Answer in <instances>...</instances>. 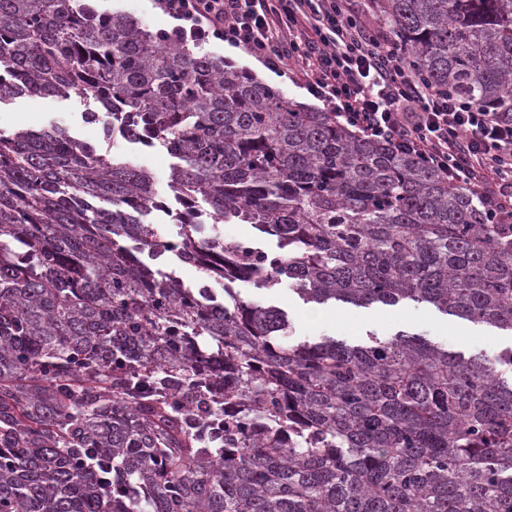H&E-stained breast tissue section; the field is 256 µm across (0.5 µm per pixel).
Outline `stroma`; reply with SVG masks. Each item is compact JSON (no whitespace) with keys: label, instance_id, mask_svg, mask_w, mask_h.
<instances>
[{"label":"stroma","instance_id":"35a3bbf8","mask_svg":"<svg viewBox=\"0 0 512 512\" xmlns=\"http://www.w3.org/2000/svg\"><path fill=\"white\" fill-rule=\"evenodd\" d=\"M204 51L223 58L225 62L253 74L258 79L277 84L289 97L310 106H318V99L298 87L287 74L267 68L244 50L219 41L204 44ZM91 100L38 98L18 95L0 104V128H29L40 130L53 125L66 128L69 134L93 144H108L111 153L148 169L155 178L157 198L166 204L174 199L168 188L173 159L161 144L145 146L126 141L120 131L105 135L101 123L85 119L84 114L96 110ZM241 296L265 305L284 309L299 340H316L333 336L351 345H364L370 336L384 339L397 332L419 334L448 350L466 355L495 354L512 346V333L486 325L476 324L439 312L428 304L402 302L394 306L374 304L356 307L342 303H307L286 286L258 290L250 282L235 285Z\"/></svg>","mask_w":512,"mask_h":512}]
</instances>
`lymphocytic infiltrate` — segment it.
Here are the masks:
<instances>
[{
  "instance_id": "lymphocytic-infiltrate-1",
  "label": "lymphocytic infiltrate",
  "mask_w": 512,
  "mask_h": 512,
  "mask_svg": "<svg viewBox=\"0 0 512 512\" xmlns=\"http://www.w3.org/2000/svg\"><path fill=\"white\" fill-rule=\"evenodd\" d=\"M192 38L243 49L269 69L291 63L306 89L362 135L389 142L512 214V108L479 107L399 61L351 0H159Z\"/></svg>"
}]
</instances>
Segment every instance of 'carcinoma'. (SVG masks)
Segmentation results:
<instances>
[{
  "mask_svg": "<svg viewBox=\"0 0 512 512\" xmlns=\"http://www.w3.org/2000/svg\"><path fill=\"white\" fill-rule=\"evenodd\" d=\"M371 3L432 83L512 102V0ZM25 94L92 99L91 120L161 143L182 210L60 126L0 129V512H512V346L294 341L232 288L250 271L307 302L512 332V224L336 113L85 0H0V102ZM199 199L278 251L204 235ZM166 252L224 301L140 258ZM199 352L225 355L237 412L193 392ZM261 416L275 428L255 433ZM162 260L176 271V275L179 276L185 284L196 287L206 284L209 288L213 289L214 293L217 294L219 298H224V283L207 278L197 266L180 261L173 253H166L162 257Z\"/></svg>",
  "mask_w": 512,
  "mask_h": 512,
  "instance_id": "carcinoma-1",
  "label": "carcinoma"
}]
</instances>
